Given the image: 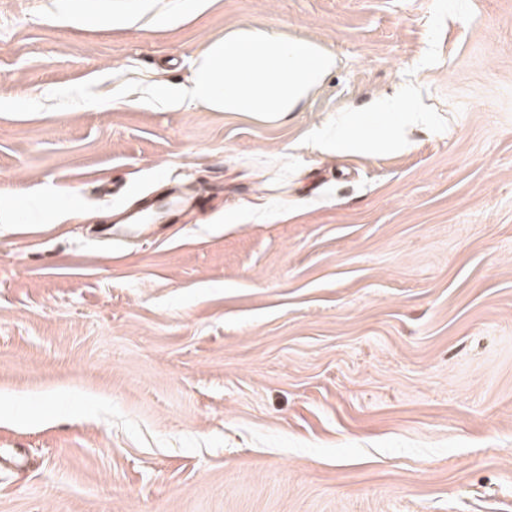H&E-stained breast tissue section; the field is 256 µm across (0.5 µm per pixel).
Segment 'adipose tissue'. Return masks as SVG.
Masks as SVG:
<instances>
[{"mask_svg":"<svg viewBox=\"0 0 512 512\" xmlns=\"http://www.w3.org/2000/svg\"><path fill=\"white\" fill-rule=\"evenodd\" d=\"M53 17L73 28L171 30L204 13L210 0H53ZM334 53L322 44L289 37L274 25L241 24L225 30L191 60L185 83L160 85L156 101L170 110L204 107L214 112L247 113L266 124H280L336 69ZM420 87L401 82L363 112H344L312 130L307 147L322 156H369L403 152L410 134L428 114L418 108Z\"/></svg>","mask_w":512,"mask_h":512,"instance_id":"obj_1","label":"adipose tissue"}]
</instances>
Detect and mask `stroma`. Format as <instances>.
<instances>
[{
    "instance_id": "1",
    "label": "stroma",
    "mask_w": 512,
    "mask_h": 512,
    "mask_svg": "<svg viewBox=\"0 0 512 512\" xmlns=\"http://www.w3.org/2000/svg\"><path fill=\"white\" fill-rule=\"evenodd\" d=\"M50 5L0 0V512H512V0ZM239 23L337 57L285 124L113 102ZM409 79L407 152L302 149ZM157 7L156 0H53V18L73 28L171 30L208 8L210 0H170Z\"/></svg>"
}]
</instances>
